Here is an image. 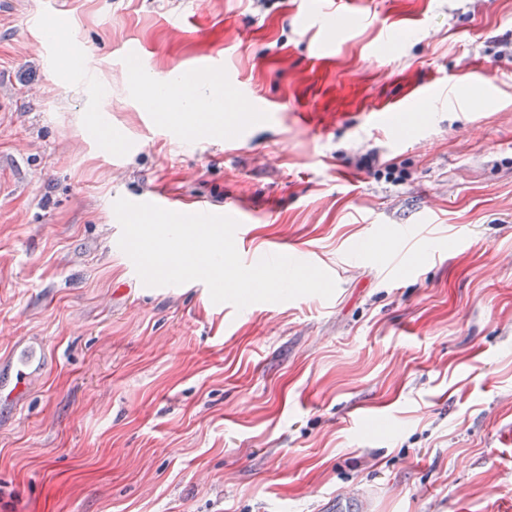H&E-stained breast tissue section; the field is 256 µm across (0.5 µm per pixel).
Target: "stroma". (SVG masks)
<instances>
[{
    "mask_svg": "<svg viewBox=\"0 0 512 512\" xmlns=\"http://www.w3.org/2000/svg\"><path fill=\"white\" fill-rule=\"evenodd\" d=\"M312 10L0 0V381L41 348L0 394V512H512V0ZM128 63L282 112L195 131ZM153 195L244 212V264L334 294L145 286L113 204Z\"/></svg>",
    "mask_w": 512,
    "mask_h": 512,
    "instance_id": "obj_1",
    "label": "stroma"
}]
</instances>
